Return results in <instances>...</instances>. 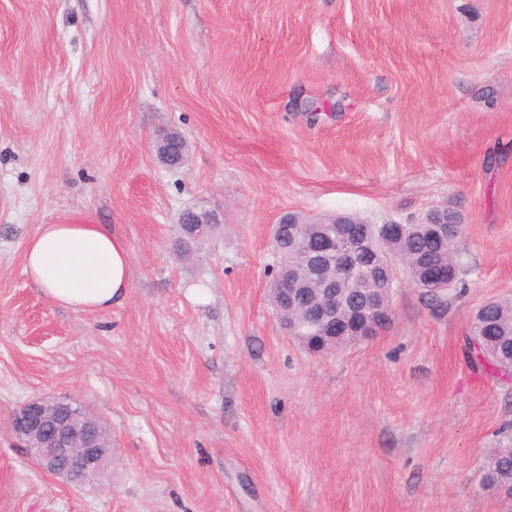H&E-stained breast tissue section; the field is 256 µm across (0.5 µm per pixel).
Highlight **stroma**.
<instances>
[{
    "instance_id": "35a3bbf8",
    "label": "stroma",
    "mask_w": 512,
    "mask_h": 512,
    "mask_svg": "<svg viewBox=\"0 0 512 512\" xmlns=\"http://www.w3.org/2000/svg\"><path fill=\"white\" fill-rule=\"evenodd\" d=\"M444 203L460 295L403 282L387 328L331 354L283 333L282 216ZM193 208L223 228L181 256ZM75 217L128 245L109 310L24 272L37 225ZM492 298H512V0H0V512H512L479 487L512 380L463 355ZM57 396L112 431L94 483L11 432ZM179 149V159L176 164H172L170 160L171 150L173 146ZM188 144L185 139L177 132H172L162 137L156 145V150L160 161L164 165L175 166L183 163L186 157Z\"/></svg>"
}]
</instances>
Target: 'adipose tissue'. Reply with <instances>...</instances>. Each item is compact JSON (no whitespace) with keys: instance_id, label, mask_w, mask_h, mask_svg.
I'll return each instance as SVG.
<instances>
[{"instance_id":"1","label":"adipose tissue","mask_w":512,"mask_h":512,"mask_svg":"<svg viewBox=\"0 0 512 512\" xmlns=\"http://www.w3.org/2000/svg\"><path fill=\"white\" fill-rule=\"evenodd\" d=\"M24 271L54 304L97 312L120 303L130 282V253L108 224H40L28 239Z\"/></svg>"}]
</instances>
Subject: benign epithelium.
Returning a JSON list of instances; mask_svg holds the SVG:
<instances>
[{
  "instance_id": "benign-epithelium-1",
  "label": "benign epithelium",
  "mask_w": 512,
  "mask_h": 512,
  "mask_svg": "<svg viewBox=\"0 0 512 512\" xmlns=\"http://www.w3.org/2000/svg\"><path fill=\"white\" fill-rule=\"evenodd\" d=\"M178 147V163H183L188 144L177 132L162 137L156 145L160 161L171 164L172 147ZM184 224H217L213 213L196 209L182 214ZM315 258L318 262L317 278L334 281L333 275L368 280L375 274L352 251L349 231L345 226L322 227L311 235ZM298 287L288 292V313L308 314L315 323L330 328L331 338L338 336L370 337L378 325L392 318L389 298L368 296L356 302L347 293L322 299L294 298ZM14 435L27 448L37 449L38 466L72 484H82L96 477L106 468L107 449L102 435L106 426L94 414L75 412L64 408L63 399H34L15 412L11 420Z\"/></svg>"
}]
</instances>
